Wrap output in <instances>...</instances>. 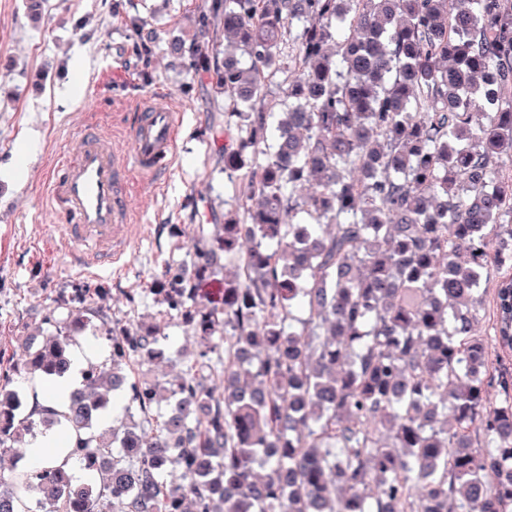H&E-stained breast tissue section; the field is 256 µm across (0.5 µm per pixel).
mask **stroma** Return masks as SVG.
<instances>
[{"instance_id":"1","label":"stroma","mask_w":512,"mask_h":512,"mask_svg":"<svg viewBox=\"0 0 512 512\" xmlns=\"http://www.w3.org/2000/svg\"><path fill=\"white\" fill-rule=\"evenodd\" d=\"M207 0H50L42 23L25 0H0V373L23 396L39 380L24 369L23 341L52 332L69 313L62 293L101 296L107 323L92 321L87 336L104 331L146 334L164 325L167 357L128 367L130 381L170 379L201 349L184 316L164 311L151 287L164 266L189 262L195 226L208 210L233 201L214 131L224 128V93L190 58L174 59L171 40L193 42L195 19ZM155 32L150 57L134 49L132 23ZM90 63L75 74L72 59ZM180 110L175 158L158 188H141L130 201L134 228L125 265L97 277L75 275L66 257L47 252L61 233L46 182L60 153L74 149L88 113L112 122L140 97ZM117 141L125 132L112 129Z\"/></svg>"}]
</instances>
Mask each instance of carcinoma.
Segmentation results:
<instances>
[{"mask_svg": "<svg viewBox=\"0 0 512 512\" xmlns=\"http://www.w3.org/2000/svg\"><path fill=\"white\" fill-rule=\"evenodd\" d=\"M211 11L224 65L211 67L204 41L171 54L190 52L241 119L237 133L224 128L236 196L224 220L196 226L190 264L153 288L190 315L204 349L173 380L131 383V421L107 428L110 393L136 357L164 352V327L108 337L110 365L90 366L61 412L24 415L1 382L0 454L64 426L67 458L87 477L0 471V512H21L24 489L41 512H512V376L493 400L476 335L485 271L512 269V250L493 247L512 239V181L493 177L512 167V10L213 0ZM337 24L349 36L334 45ZM279 74L285 111L268 144ZM477 96L489 111H473ZM221 270L233 275L224 294L191 310ZM495 308L496 342L512 350L511 276ZM88 312L105 317L81 298L50 336L27 341L29 373L66 372ZM167 466L179 484L161 479Z\"/></svg>", "mask_w": 512, "mask_h": 512, "instance_id": "carcinoma-1", "label": "carcinoma"}]
</instances>
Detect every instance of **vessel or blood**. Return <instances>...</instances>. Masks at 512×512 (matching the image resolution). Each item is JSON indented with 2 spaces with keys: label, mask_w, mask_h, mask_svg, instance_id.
<instances>
[{
  "label": "vessel or blood",
  "mask_w": 512,
  "mask_h": 512,
  "mask_svg": "<svg viewBox=\"0 0 512 512\" xmlns=\"http://www.w3.org/2000/svg\"><path fill=\"white\" fill-rule=\"evenodd\" d=\"M139 118L127 127L130 151L114 146L88 121L75 151L62 154L47 178L52 208L63 221L61 242L49 252L63 253L89 274L118 263L131 230L128 198L138 185L157 181L160 166L175 149L178 123L173 108L142 101Z\"/></svg>",
  "instance_id": "obj_1"
}]
</instances>
